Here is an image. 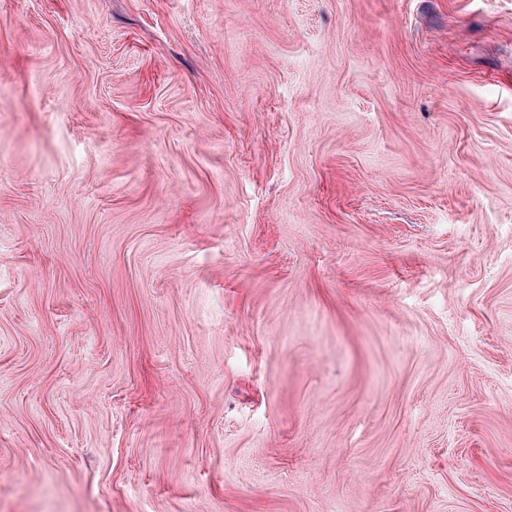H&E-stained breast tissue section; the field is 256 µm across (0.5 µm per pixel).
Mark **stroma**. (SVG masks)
Masks as SVG:
<instances>
[{
  "instance_id": "1",
  "label": "stroma",
  "mask_w": 512,
  "mask_h": 512,
  "mask_svg": "<svg viewBox=\"0 0 512 512\" xmlns=\"http://www.w3.org/2000/svg\"><path fill=\"white\" fill-rule=\"evenodd\" d=\"M0 512H512V0H0Z\"/></svg>"
}]
</instances>
